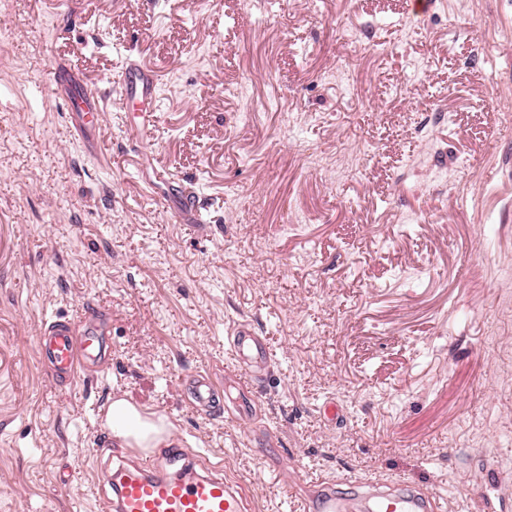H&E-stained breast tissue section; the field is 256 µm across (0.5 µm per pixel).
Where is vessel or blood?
I'll use <instances>...</instances> for the list:
<instances>
[{
  "label": "vessel or blood",
  "instance_id": "1",
  "mask_svg": "<svg viewBox=\"0 0 512 512\" xmlns=\"http://www.w3.org/2000/svg\"><path fill=\"white\" fill-rule=\"evenodd\" d=\"M56 88L62 92L74 122L102 124L105 102L96 90L72 82L65 73L58 74ZM158 93L154 70L133 63L125 66L119 94L136 107L134 130L144 131L151 124ZM106 334V329L96 324L51 320L45 323L39 338V354L48 361L56 381L73 384L81 374L99 370L109 360ZM229 339L232 352L246 371L238 379L239 393L252 398L268 363L265 342L245 322L232 327ZM188 396L196 408L209 410L217 398L216 388L208 375L199 372L188 378ZM187 455V449L175 442L165 449L162 458H142L115 470L98 468L97 485L114 490L113 495L103 498V512H250V500L242 486L223 474L171 472V465ZM317 497L320 512H356L355 496L336 493L331 482L321 483ZM430 506L429 496L411 492L398 496L378 492L372 502L373 512H428Z\"/></svg>",
  "mask_w": 512,
  "mask_h": 512
}]
</instances>
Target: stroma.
<instances>
[{
	"mask_svg": "<svg viewBox=\"0 0 512 512\" xmlns=\"http://www.w3.org/2000/svg\"><path fill=\"white\" fill-rule=\"evenodd\" d=\"M128 58L162 74L144 135ZM63 65L105 95L84 137ZM356 146L355 173L309 163ZM90 305L111 362L56 382L43 325ZM234 321L270 349L238 423L184 390L233 407ZM120 397L251 512H307L324 477L439 512L499 484L512 512V0H0V512H101L94 469L137 454L103 439ZM188 397L197 409L211 410L216 402V388L207 374L201 372L188 377Z\"/></svg>",
	"mask_w": 512,
	"mask_h": 512,
	"instance_id": "obj_1",
	"label": "stroma"
}]
</instances>
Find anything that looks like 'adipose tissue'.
Masks as SVG:
<instances>
[{"mask_svg":"<svg viewBox=\"0 0 512 512\" xmlns=\"http://www.w3.org/2000/svg\"><path fill=\"white\" fill-rule=\"evenodd\" d=\"M107 421L112 426L113 437L131 448H154L171 438L172 424L165 416L142 413L123 398L109 405Z\"/></svg>","mask_w":512,"mask_h":512,"instance_id":"adipose-tissue-1","label":"adipose tissue"}]
</instances>
